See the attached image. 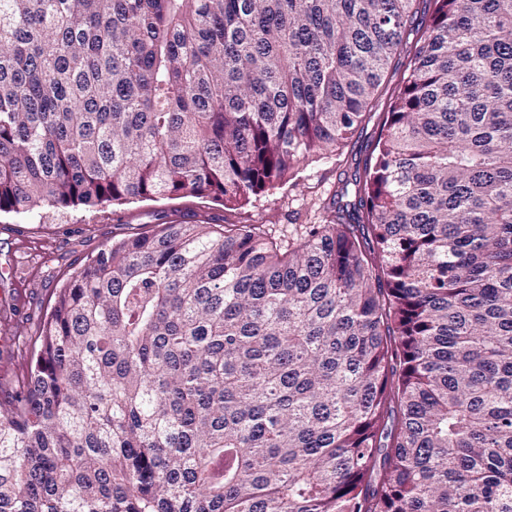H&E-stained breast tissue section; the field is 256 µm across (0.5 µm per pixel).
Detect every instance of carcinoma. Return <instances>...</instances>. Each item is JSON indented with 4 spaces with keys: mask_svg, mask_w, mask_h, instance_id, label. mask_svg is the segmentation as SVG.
<instances>
[{
    "mask_svg": "<svg viewBox=\"0 0 512 512\" xmlns=\"http://www.w3.org/2000/svg\"><path fill=\"white\" fill-rule=\"evenodd\" d=\"M416 0H0V213L233 211L362 124ZM282 249L155 225L59 290L0 512H512V0H427Z\"/></svg>",
    "mask_w": 512,
    "mask_h": 512,
    "instance_id": "obj_1",
    "label": "carcinoma"
}]
</instances>
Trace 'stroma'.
<instances>
[{
    "instance_id": "obj_1",
    "label": "stroma",
    "mask_w": 512,
    "mask_h": 512,
    "mask_svg": "<svg viewBox=\"0 0 512 512\" xmlns=\"http://www.w3.org/2000/svg\"><path fill=\"white\" fill-rule=\"evenodd\" d=\"M375 131V123L365 124L335 152L309 159L296 184L251 196L248 204L230 213L211 199L187 196L107 204L43 222L1 215L0 403L22 391L30 355L60 288L103 245L161 222L218 224L226 216L239 224L262 225L279 242L291 241L303 225L319 223V205L340 179L351 175Z\"/></svg>"
}]
</instances>
